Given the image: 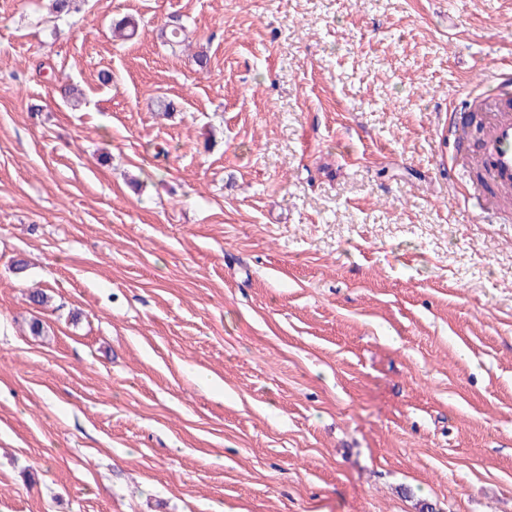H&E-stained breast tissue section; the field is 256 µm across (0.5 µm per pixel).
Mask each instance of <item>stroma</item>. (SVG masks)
Wrapping results in <instances>:
<instances>
[{"label": "stroma", "mask_w": 512, "mask_h": 512, "mask_svg": "<svg viewBox=\"0 0 512 512\" xmlns=\"http://www.w3.org/2000/svg\"><path fill=\"white\" fill-rule=\"evenodd\" d=\"M509 67L512 0H0V512H512V213L442 137Z\"/></svg>", "instance_id": "stroma-1"}]
</instances>
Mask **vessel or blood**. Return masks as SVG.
<instances>
[{
    "instance_id": "b4317fda",
    "label": "vessel or blood",
    "mask_w": 512,
    "mask_h": 512,
    "mask_svg": "<svg viewBox=\"0 0 512 512\" xmlns=\"http://www.w3.org/2000/svg\"><path fill=\"white\" fill-rule=\"evenodd\" d=\"M482 106V128L475 146H468L464 129L469 103L448 109V135L457 152L468 156L483 176L474 189L482 200L485 218H493L498 204L512 200V70L501 69L491 76L490 89L474 96Z\"/></svg>"
}]
</instances>
